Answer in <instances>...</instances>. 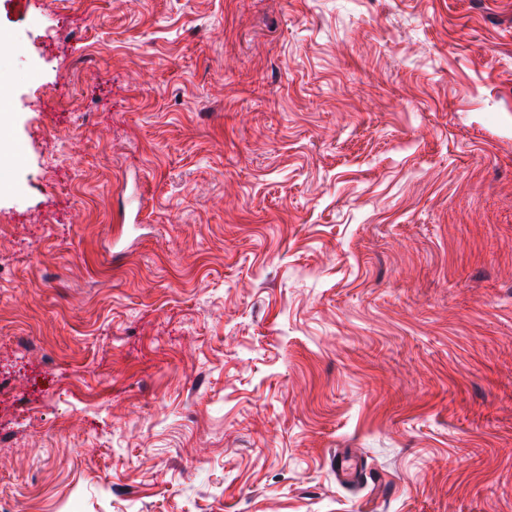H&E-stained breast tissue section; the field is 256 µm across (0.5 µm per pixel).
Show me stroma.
<instances>
[{"instance_id": "35a3bbf8", "label": "stroma", "mask_w": 512, "mask_h": 512, "mask_svg": "<svg viewBox=\"0 0 512 512\" xmlns=\"http://www.w3.org/2000/svg\"><path fill=\"white\" fill-rule=\"evenodd\" d=\"M0 37V512H512V0Z\"/></svg>"}]
</instances>
